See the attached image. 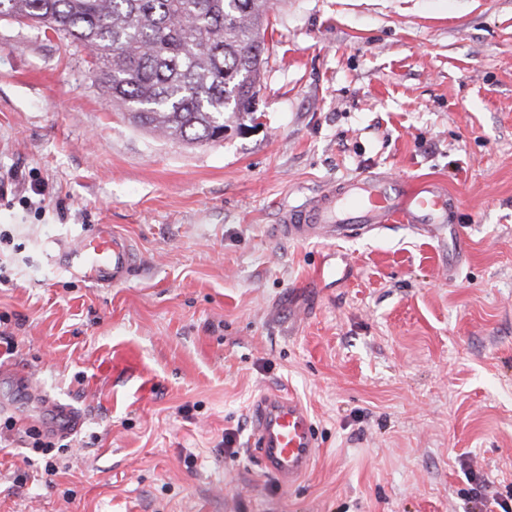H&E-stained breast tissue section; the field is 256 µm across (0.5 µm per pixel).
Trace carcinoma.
Segmentation results:
<instances>
[{
  "label": "carcinoma",
  "instance_id": "1",
  "mask_svg": "<svg viewBox=\"0 0 512 512\" xmlns=\"http://www.w3.org/2000/svg\"><path fill=\"white\" fill-rule=\"evenodd\" d=\"M272 0H0V18L91 54L136 125L172 140L224 138L254 114Z\"/></svg>",
  "mask_w": 512,
  "mask_h": 512
}]
</instances>
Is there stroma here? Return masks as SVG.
I'll use <instances>...</instances> for the list:
<instances>
[{
    "mask_svg": "<svg viewBox=\"0 0 512 512\" xmlns=\"http://www.w3.org/2000/svg\"><path fill=\"white\" fill-rule=\"evenodd\" d=\"M265 40L257 127L188 145L130 123L86 51L0 20V512H478L474 483L512 489V0H276ZM374 173L441 183L465 250L277 233ZM100 224L132 245L125 284L61 266ZM273 391L320 441L288 490L250 452ZM52 400L83 423L45 455Z\"/></svg>",
    "mask_w": 512,
    "mask_h": 512,
    "instance_id": "obj_1",
    "label": "stroma"
}]
</instances>
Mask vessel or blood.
I'll return each mask as SVG.
<instances>
[{"mask_svg": "<svg viewBox=\"0 0 512 512\" xmlns=\"http://www.w3.org/2000/svg\"><path fill=\"white\" fill-rule=\"evenodd\" d=\"M448 221V195L433 182L404 186L378 174L332 185L300 206L283 207L277 231L296 242L343 240L384 224L432 232ZM68 268L99 285L125 283L134 271L130 242L102 224L64 252ZM319 448L307 407L290 394L270 392L254 406L252 452L264 475L284 489L310 470Z\"/></svg>", "mask_w": 512, "mask_h": 512, "instance_id": "b4317fda", "label": "vessel or blood"}]
</instances>
